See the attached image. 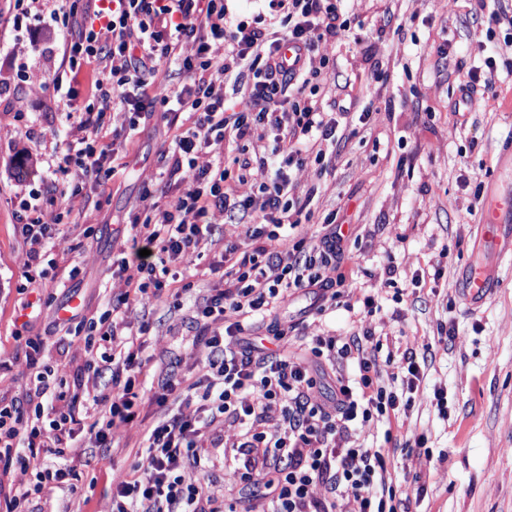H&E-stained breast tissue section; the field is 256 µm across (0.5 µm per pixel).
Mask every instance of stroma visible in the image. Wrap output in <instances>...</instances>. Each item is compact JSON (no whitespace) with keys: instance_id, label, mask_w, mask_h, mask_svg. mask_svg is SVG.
I'll return each instance as SVG.
<instances>
[{"instance_id":"stroma-1","label":"stroma","mask_w":512,"mask_h":512,"mask_svg":"<svg viewBox=\"0 0 512 512\" xmlns=\"http://www.w3.org/2000/svg\"><path fill=\"white\" fill-rule=\"evenodd\" d=\"M471 8V0H347V14L365 25L361 42L323 41L315 56L336 62L337 102L356 112L369 108L371 118L342 142L330 173L318 175L311 162L291 172L300 188L316 187L317 219L332 210L344 216L346 250L358 257L347 293L353 302L375 297L377 309L365 325L384 350L433 347L407 413L389 424L373 421L358 429L369 446L380 445L388 430L401 440L414 433L427 437L429 453L396 452L390 468L397 495L411 512H512V266H499L494 296L475 311L468 310L457 284L479 243L477 192H512V180L500 178L498 170V146L512 133V67L504 65L512 60V48L489 39L486 25L469 19ZM383 11L392 24L379 31L374 21ZM445 39L456 52L440 70L437 49ZM62 52L59 43L35 51L28 38L0 25V53L14 55L29 76L59 63ZM490 57L499 63L493 91L477 89V105L466 104L460 84ZM376 68L384 80L367 83ZM17 83L14 71L0 72V401L5 403L24 394L31 381L14 338L25 269L13 205L20 187L12 165L25 158L31 177L40 178L54 143L76 135L64 114L46 121L56 102L52 91L27 97ZM172 150V133L162 112H155L120 150L112 180L99 190V209L83 216L65 214L71 182L56 174V201L44 206V220L56 223L64 237L82 238L83 245L66 257L57 248L49 252L54 267L46 293L53 304L31 319L30 334L47 335L55 306L70 297L80 299L79 314L96 318L121 293L122 284L110 278L112 258L126 249L133 216L159 203L154 189L167 178ZM388 266L404 288L417 269L439 267L443 274L435 287L417 289L398 302L383 284ZM174 301L168 294L159 302L136 303L128 312L129 321L152 325L144 373L175 361L189 375L205 357L181 333L189 307L174 309ZM308 303V296L295 293L280 308L281 320L300 324L307 336L344 340L355 330L354 315L344 306L310 316ZM444 321L457 332L449 346L438 342ZM438 387L448 393L444 418L435 409ZM158 414L156 406H147L139 419L114 433L110 464L78 456L74 489L45 496L36 504L38 512H107L111 482L135 464Z\"/></svg>"}]
</instances>
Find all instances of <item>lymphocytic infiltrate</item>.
<instances>
[{
  "instance_id": "1",
  "label": "lymphocytic infiltrate",
  "mask_w": 512,
  "mask_h": 512,
  "mask_svg": "<svg viewBox=\"0 0 512 512\" xmlns=\"http://www.w3.org/2000/svg\"><path fill=\"white\" fill-rule=\"evenodd\" d=\"M249 19L229 18L224 0H14V28L36 22L37 42L63 43L60 66L29 94L54 89L71 101L82 72L90 74L92 104L73 113L77 140L52 146L50 164L69 175L67 212L98 208L94 194L111 172L112 144L101 143L103 113L122 116L114 140L135 131L156 110L176 130L163 205L153 206L129 229L132 245L148 254H124L112 263L123 282L99 318L67 319L57 331L83 341L89 360L73 381L51 384L41 363L46 340L25 338L20 349L33 370V386L0 405V468L27 480L6 512H29L33 500L76 480V435L88 432L107 460L112 432L139 417L145 404L163 415L148 433L139 460L113 482L110 512H244L242 496L226 492L217 465L231 467L247 491L267 499L269 512H338L346 496L361 512H407L389 483L388 465L401 443L385 434L368 448L358 426L387 421L407 410L431 350L407 347L397 362L402 389L381 384L376 355L382 343L368 330L345 342L335 337L290 335L278 315L295 292L306 291L310 313L338 305L353 280L336 212L327 213L325 234L308 238L301 228L314 217L315 188L297 190L288 174L313 160L328 173L347 131L346 107L325 109L322 96L336 78L329 59L313 62L321 41L345 36L352 21L345 0H266ZM297 45L295 70L280 50ZM244 92L245 106L230 109L224 83ZM238 155L224 160L225 143ZM270 170L256 193L237 186L253 168ZM51 179L18 196V233L26 247V307L46 305L35 271L56 236L41 217L54 202ZM245 228L243 242L214 238L216 215ZM215 251L210 289L184 325L193 345L207 351L195 376L176 366L156 383L141 381L142 353L152 327L132 324L126 312L145 297L161 299L168 280L161 264H180ZM336 277H327V269ZM265 327L272 347L257 344ZM333 371L336 387L324 401L313 397L318 373ZM92 393L99 411L86 422L82 398ZM240 439L224 453L225 426Z\"/></svg>"
}]
</instances>
